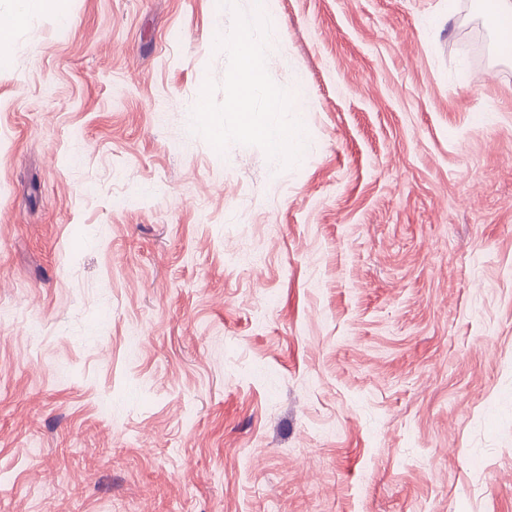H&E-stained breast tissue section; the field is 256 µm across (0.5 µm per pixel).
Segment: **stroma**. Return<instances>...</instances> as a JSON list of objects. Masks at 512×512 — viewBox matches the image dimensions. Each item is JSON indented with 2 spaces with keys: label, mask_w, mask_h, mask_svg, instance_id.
<instances>
[{
  "label": "stroma",
  "mask_w": 512,
  "mask_h": 512,
  "mask_svg": "<svg viewBox=\"0 0 512 512\" xmlns=\"http://www.w3.org/2000/svg\"><path fill=\"white\" fill-rule=\"evenodd\" d=\"M480 2L264 5L290 167L190 129L254 0L30 14L0 512H512V58L467 48Z\"/></svg>",
  "instance_id": "1"
}]
</instances>
